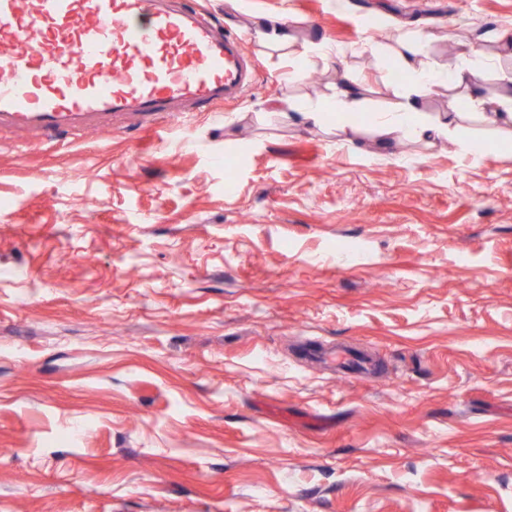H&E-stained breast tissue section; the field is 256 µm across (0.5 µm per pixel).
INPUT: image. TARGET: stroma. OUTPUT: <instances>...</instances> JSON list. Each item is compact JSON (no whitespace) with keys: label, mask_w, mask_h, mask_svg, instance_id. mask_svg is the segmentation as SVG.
<instances>
[{"label":"stroma","mask_w":512,"mask_h":512,"mask_svg":"<svg viewBox=\"0 0 512 512\" xmlns=\"http://www.w3.org/2000/svg\"><path fill=\"white\" fill-rule=\"evenodd\" d=\"M191 2L241 103L0 129V512H512V0ZM410 51L484 66L416 89ZM412 93L448 136L380 127Z\"/></svg>","instance_id":"1"}]
</instances>
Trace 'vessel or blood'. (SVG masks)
Masks as SVG:
<instances>
[{
  "instance_id": "b4317fda",
  "label": "vessel or blood",
  "mask_w": 512,
  "mask_h": 512,
  "mask_svg": "<svg viewBox=\"0 0 512 512\" xmlns=\"http://www.w3.org/2000/svg\"><path fill=\"white\" fill-rule=\"evenodd\" d=\"M246 38L188 0H0V125L50 139L241 102Z\"/></svg>"
}]
</instances>
